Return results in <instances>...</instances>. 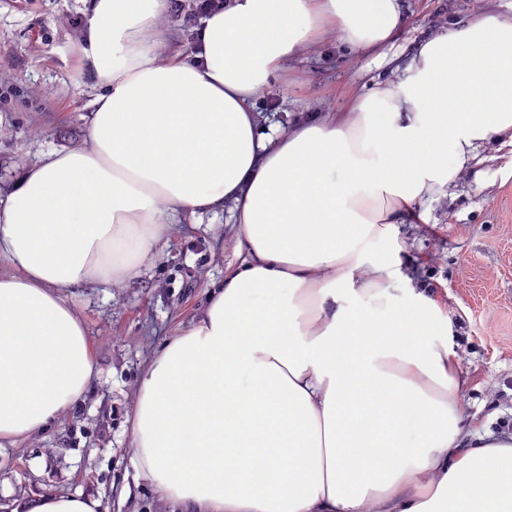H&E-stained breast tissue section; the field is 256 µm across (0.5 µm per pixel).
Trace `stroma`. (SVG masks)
<instances>
[{"label": "stroma", "mask_w": 512, "mask_h": 512, "mask_svg": "<svg viewBox=\"0 0 512 512\" xmlns=\"http://www.w3.org/2000/svg\"><path fill=\"white\" fill-rule=\"evenodd\" d=\"M195 0H170L166 23L178 50L195 52L202 16ZM92 0H0V200L45 152L88 141L96 81L74 50ZM475 0H404L391 55L464 20ZM387 65L343 51L336 36L299 54L286 77L256 98L264 133L345 111L354 92L379 81ZM471 173L446 196L427 201L424 224H404L399 243L415 287L448 307L456 324L462 395L489 431H512V149L477 145ZM175 232L139 279L123 288H75L67 298L86 323L96 377L87 394L48 432L0 447V512L53 491L100 501L101 512H173L132 462L131 413L153 356L205 305L225 270L240 261L228 212L174 215Z\"/></svg>", "instance_id": "stroma-1"}]
</instances>
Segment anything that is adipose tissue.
Here are the masks:
<instances>
[{"label": "adipose tissue", "mask_w": 512, "mask_h": 512, "mask_svg": "<svg viewBox=\"0 0 512 512\" xmlns=\"http://www.w3.org/2000/svg\"><path fill=\"white\" fill-rule=\"evenodd\" d=\"M169 0H94L87 147L0 202V446L45 433L95 360L65 298L122 287L173 234L230 209L244 256L144 371L133 464L181 512H512V435L462 396L440 300L400 289L403 224L480 143L512 147V0L418 44L348 111L260 131L257 95L331 33L385 59L401 0H227L195 55H159ZM44 492L12 512H99Z\"/></svg>", "instance_id": "adipose-tissue-1"}]
</instances>
